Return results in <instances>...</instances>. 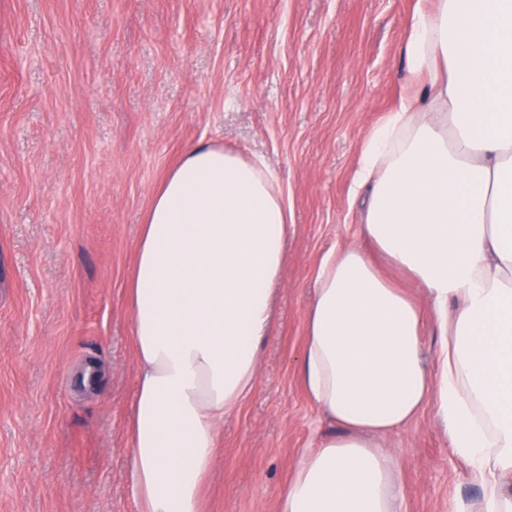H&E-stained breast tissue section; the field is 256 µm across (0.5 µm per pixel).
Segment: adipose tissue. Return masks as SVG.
Here are the masks:
<instances>
[{
	"label": "adipose tissue",
	"instance_id": "adipose-tissue-1",
	"mask_svg": "<svg viewBox=\"0 0 512 512\" xmlns=\"http://www.w3.org/2000/svg\"><path fill=\"white\" fill-rule=\"evenodd\" d=\"M415 85L366 134L360 230L428 293L424 316L353 245L325 253L300 375L336 434L299 453L280 512H403L379 439L433 406L481 488L457 512H512V0H416ZM292 214L258 160L199 144L156 190L129 283L139 364L127 491L139 512H200L217 429L257 383ZM385 275L397 286L403 288L423 309L425 314V328L422 336V343L428 365L431 370L435 369L434 354L438 347L440 336L434 322L431 308L422 288L414 284L406 275L393 268L382 266Z\"/></svg>",
	"mask_w": 512,
	"mask_h": 512
}]
</instances>
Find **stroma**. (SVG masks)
<instances>
[{
	"label": "stroma",
	"mask_w": 512,
	"mask_h": 512,
	"mask_svg": "<svg viewBox=\"0 0 512 512\" xmlns=\"http://www.w3.org/2000/svg\"><path fill=\"white\" fill-rule=\"evenodd\" d=\"M416 0H0V512H137L126 425L139 365L127 284L156 187L215 144L263 160L293 214L257 383L218 429L203 512H280L332 425L298 376L316 269L373 254L349 188L412 85ZM404 512L480 488L433 407L385 436Z\"/></svg>",
	"instance_id": "1"
}]
</instances>
